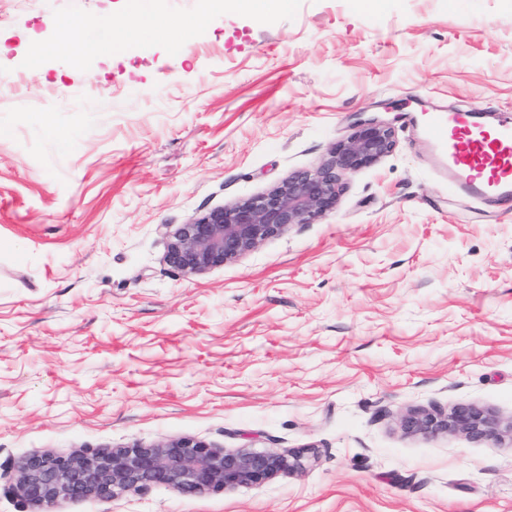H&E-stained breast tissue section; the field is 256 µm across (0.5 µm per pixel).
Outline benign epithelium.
Here are the masks:
<instances>
[{"label": "benign epithelium", "mask_w": 512, "mask_h": 512, "mask_svg": "<svg viewBox=\"0 0 512 512\" xmlns=\"http://www.w3.org/2000/svg\"><path fill=\"white\" fill-rule=\"evenodd\" d=\"M394 147L388 123L360 120L319 166L296 171L265 193L166 230L165 259L186 274H203L239 260L296 224H313L336 209L344 175L376 165ZM401 426L408 433L431 437L451 433L512 440V423L503 429L497 419L475 406L458 407L446 415L411 411ZM302 459L301 452L211 448L188 438L150 446L48 452L19 463L15 491L34 512H53L61 501L109 500L145 493L160 484L186 495L257 486L301 470Z\"/></svg>", "instance_id": "obj_1"}]
</instances>
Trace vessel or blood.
<instances>
[{"label":"vessel or blood","instance_id":"vessel-or-blood-1","mask_svg":"<svg viewBox=\"0 0 512 512\" xmlns=\"http://www.w3.org/2000/svg\"><path fill=\"white\" fill-rule=\"evenodd\" d=\"M421 134L461 196L512 201V114L429 113Z\"/></svg>","mask_w":512,"mask_h":512}]
</instances>
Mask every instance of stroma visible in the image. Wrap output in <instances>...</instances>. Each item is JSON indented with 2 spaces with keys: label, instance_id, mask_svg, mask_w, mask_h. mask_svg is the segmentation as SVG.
I'll return each instance as SVG.
<instances>
[{
  "label": "stroma",
  "instance_id": "1",
  "mask_svg": "<svg viewBox=\"0 0 512 512\" xmlns=\"http://www.w3.org/2000/svg\"><path fill=\"white\" fill-rule=\"evenodd\" d=\"M132 8L158 29L30 64L49 20L102 33ZM508 106L512 0H0V512H30L25 456L183 437L315 455L55 512H512V442L399 424L512 423V214L460 197L415 125ZM371 116L396 146L325 218L203 274L166 262L165 227L316 167ZM401 426L407 433L431 437L451 433L501 441L507 436L512 442V423L503 429L497 419L475 406L458 407L446 415L410 411L402 418Z\"/></svg>",
  "mask_w": 512,
  "mask_h": 512
}]
</instances>
